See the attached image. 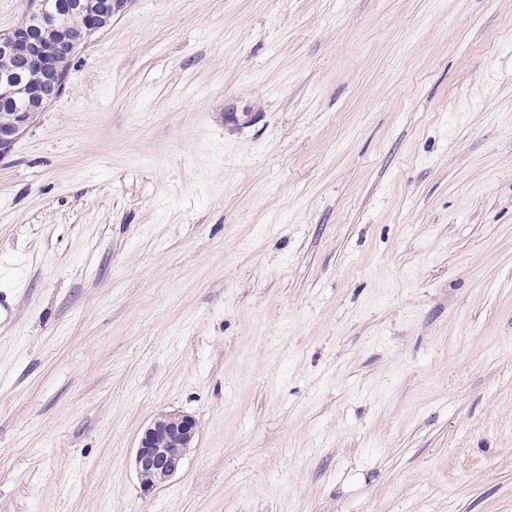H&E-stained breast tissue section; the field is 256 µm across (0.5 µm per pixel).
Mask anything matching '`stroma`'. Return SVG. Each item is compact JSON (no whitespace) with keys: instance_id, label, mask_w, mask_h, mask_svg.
<instances>
[{"instance_id":"stroma-1","label":"stroma","mask_w":512,"mask_h":512,"mask_svg":"<svg viewBox=\"0 0 512 512\" xmlns=\"http://www.w3.org/2000/svg\"><path fill=\"white\" fill-rule=\"evenodd\" d=\"M4 288L0 512H512V0H128L0 159ZM196 434V421L186 414L161 413L149 423L134 456L135 470L144 491L152 490L181 469Z\"/></svg>"}]
</instances>
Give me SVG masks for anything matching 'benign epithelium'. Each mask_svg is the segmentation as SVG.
Returning <instances> with one entry per match:
<instances>
[{
    "label": "benign epithelium",
    "instance_id": "1",
    "mask_svg": "<svg viewBox=\"0 0 512 512\" xmlns=\"http://www.w3.org/2000/svg\"><path fill=\"white\" fill-rule=\"evenodd\" d=\"M126 3L127 0H98L85 5L82 0H71L64 5L60 0H27L22 22L0 34V55L19 60L31 74L23 90V103L14 105L9 119L0 122V158L11 152L37 114L61 95L66 67L76 45L102 29ZM64 10L86 13V26L80 36L66 30L59 31L54 39L41 36L38 29L54 26L53 14ZM196 434V421L186 414L161 413L149 423L134 456L135 470L144 491L152 490L181 469Z\"/></svg>",
    "mask_w": 512,
    "mask_h": 512
}]
</instances>
